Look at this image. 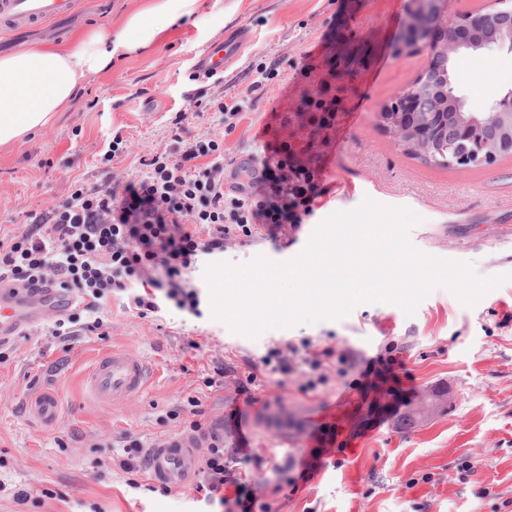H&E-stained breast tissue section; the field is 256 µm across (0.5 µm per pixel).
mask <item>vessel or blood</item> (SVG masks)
<instances>
[{
	"mask_svg": "<svg viewBox=\"0 0 512 512\" xmlns=\"http://www.w3.org/2000/svg\"><path fill=\"white\" fill-rule=\"evenodd\" d=\"M68 0H0V24L18 30L42 22L68 19ZM239 41L226 40L209 48L194 60L191 69L197 80L221 73L233 57ZM75 298L51 284L23 285L0 277V340L19 335L47 316L66 313ZM154 372L144 361L114 349L98 354L87 368L84 381L91 396L104 407L141 396L149 387ZM267 415L275 433L288 437L297 423L287 406L271 404ZM202 436L186 433L158 439L146 450V463L153 483L189 487L200 470L198 450Z\"/></svg>",
	"mask_w": 512,
	"mask_h": 512,
	"instance_id": "vessel-or-blood-1",
	"label": "vessel or blood"
}]
</instances>
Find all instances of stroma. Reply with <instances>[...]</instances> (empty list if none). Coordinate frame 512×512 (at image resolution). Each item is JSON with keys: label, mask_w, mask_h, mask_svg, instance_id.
<instances>
[{"label": "stroma", "mask_w": 512, "mask_h": 512, "mask_svg": "<svg viewBox=\"0 0 512 512\" xmlns=\"http://www.w3.org/2000/svg\"><path fill=\"white\" fill-rule=\"evenodd\" d=\"M412 0H203L202 21H180L148 51L90 77L71 106L24 144L0 149V240L30 216L66 199L73 184L102 187L108 175L137 178L141 160L173 153L176 113L186 138L218 129L196 103L250 92L255 68L277 63L268 86L224 139L226 182L243 170L261 140L288 141L300 163L323 167L314 213L288 233L241 238L201 256L187 274L200 296L192 315L170 303L139 316L125 294L112 295L109 334L64 342L46 324L12 338L0 362V512H239L204 493L164 488L147 471H125L126 439L150 445L188 430L190 401L203 427L224 436V463L250 475L267 512H512V281L465 306L437 288L406 315L392 303H363L338 320L271 329L257 339L234 333L211 310L208 264L265 256L296 258L312 226L364 198L405 207L420 218L409 234L423 253L471 264L483 276L512 274V156L489 166L442 168L408 154L380 119L427 62L402 50L399 35ZM130 0H74L60 35L48 26L24 34L0 28V55L34 42L71 43L79 32L119 22ZM250 39L222 73L199 83L196 55L239 29ZM455 92L473 112L512 91V51L453 55ZM337 99L336 131L311 137L300 125L309 99ZM130 142L111 165L114 136ZM294 347L288 371L266 369L275 348ZM122 348L157 376L139 398L100 407L83 375L98 353ZM333 357L321 359L324 348ZM395 355L394 372L368 397L349 390L369 359ZM321 359L319 370L310 362ZM57 399L52 421L31 408ZM288 404L308 430L329 422L339 456L324 463L303 450L302 435L283 440L264 428V404ZM433 409L412 429L403 419Z\"/></svg>", "instance_id": "1"}]
</instances>
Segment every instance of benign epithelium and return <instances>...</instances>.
Returning a JSON list of instances; mask_svg holds the SVG:
<instances>
[{"instance_id":"obj_1","label":"benign epithelium","mask_w":512,"mask_h":512,"mask_svg":"<svg viewBox=\"0 0 512 512\" xmlns=\"http://www.w3.org/2000/svg\"><path fill=\"white\" fill-rule=\"evenodd\" d=\"M503 0H492L496 9L487 8L470 14L450 11V0H413L400 35L401 47L426 52L428 60L424 72L431 70L434 58L445 57L448 51L467 47H483V30L500 13ZM455 29V41L439 39V30ZM448 104V93L433 99V108L427 116L418 110L414 87L401 92L391 106L384 108L380 117L384 126L401 144H410L423 155L436 145L448 142L445 163L454 168L474 165H492L505 152L512 151V91L508 92L489 112H458L456 125L450 136L441 134L435 118ZM493 130L496 136L488 138Z\"/></svg>"}]
</instances>
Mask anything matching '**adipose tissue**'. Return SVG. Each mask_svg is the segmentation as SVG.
Returning <instances> with one entry per match:
<instances>
[{
  "instance_id": "ef3b65f1",
  "label": "adipose tissue",
  "mask_w": 512,
  "mask_h": 512,
  "mask_svg": "<svg viewBox=\"0 0 512 512\" xmlns=\"http://www.w3.org/2000/svg\"><path fill=\"white\" fill-rule=\"evenodd\" d=\"M201 0H146L112 30L78 34L0 56V147L22 144L71 104L77 88L114 59L153 46L169 28L197 15Z\"/></svg>"
}]
</instances>
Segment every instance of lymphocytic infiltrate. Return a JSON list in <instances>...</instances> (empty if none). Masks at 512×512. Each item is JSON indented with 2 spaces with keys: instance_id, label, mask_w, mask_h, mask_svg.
<instances>
[{
  "instance_id": "f902f5d3",
  "label": "lymphocytic infiltrate",
  "mask_w": 512,
  "mask_h": 512,
  "mask_svg": "<svg viewBox=\"0 0 512 512\" xmlns=\"http://www.w3.org/2000/svg\"><path fill=\"white\" fill-rule=\"evenodd\" d=\"M250 104L242 94L215 103L223 133L189 141L175 156H153L123 193L74 185L66 200L33 216L32 229L0 244V276L76 293L96 329L102 302L117 291L143 316L158 310L161 297L197 313L199 293L185 276L198 255L300 224L322 194L321 168L297 164L284 141L259 145L246 184L226 187L224 137Z\"/></svg>"
}]
</instances>
